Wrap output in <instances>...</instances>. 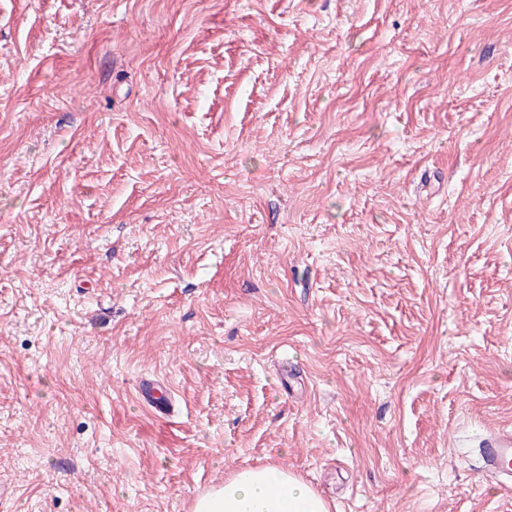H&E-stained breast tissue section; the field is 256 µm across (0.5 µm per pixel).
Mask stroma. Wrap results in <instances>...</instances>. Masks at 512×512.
I'll use <instances>...</instances> for the list:
<instances>
[{
    "label": "stroma",
    "mask_w": 512,
    "mask_h": 512,
    "mask_svg": "<svg viewBox=\"0 0 512 512\" xmlns=\"http://www.w3.org/2000/svg\"><path fill=\"white\" fill-rule=\"evenodd\" d=\"M509 424L512 0H0V512H512ZM136 393L140 401L159 414H169L175 411L176 404L170 387L158 378L141 379ZM478 448L482 472L501 491L512 492V427L503 426L481 433ZM193 512H330L326 499L286 467L247 466L199 495Z\"/></svg>",
    "instance_id": "35a3bbf8"
}]
</instances>
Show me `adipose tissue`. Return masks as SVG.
Segmentation results:
<instances>
[{
    "instance_id": "obj_1",
    "label": "adipose tissue",
    "mask_w": 512,
    "mask_h": 512,
    "mask_svg": "<svg viewBox=\"0 0 512 512\" xmlns=\"http://www.w3.org/2000/svg\"><path fill=\"white\" fill-rule=\"evenodd\" d=\"M193 512H330L326 499L288 468L247 466L199 495Z\"/></svg>"
}]
</instances>
